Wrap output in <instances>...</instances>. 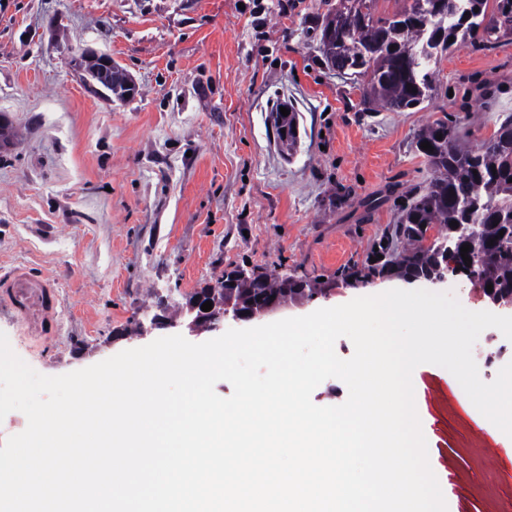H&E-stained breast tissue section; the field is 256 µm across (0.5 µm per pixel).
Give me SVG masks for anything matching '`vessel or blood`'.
I'll return each instance as SVG.
<instances>
[{
    "label": "vessel or blood",
    "instance_id": "obj_1",
    "mask_svg": "<svg viewBox=\"0 0 512 512\" xmlns=\"http://www.w3.org/2000/svg\"><path fill=\"white\" fill-rule=\"evenodd\" d=\"M0 294L6 296L8 306L15 314L31 321L39 329L53 326L56 305L54 284L50 278L30 272L1 278Z\"/></svg>",
    "mask_w": 512,
    "mask_h": 512
}]
</instances>
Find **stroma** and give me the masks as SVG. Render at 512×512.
<instances>
[{"mask_svg":"<svg viewBox=\"0 0 512 512\" xmlns=\"http://www.w3.org/2000/svg\"><path fill=\"white\" fill-rule=\"evenodd\" d=\"M328 0H6L0 9V277L25 269L56 284V329L43 335L0 306L12 350L47 376L179 334L202 343L236 327L190 332L178 307L225 272L251 265L325 293L263 323L366 296L382 240L431 176L417 129L446 117L469 139L512 113V43L459 48L439 65L425 108L364 112L361 92L318 50ZM90 48L132 76L128 99L101 97L67 65ZM484 83L477 112L460 108ZM298 114L294 153L277 144L278 106ZM468 310L496 309L459 274L431 285ZM161 315L165 325L149 321ZM148 332H141V325ZM428 410L448 480L447 512H505L512 460L489 446L440 379Z\"/></svg>","mask_w":512,"mask_h":512,"instance_id":"obj_1","label":"stroma"}]
</instances>
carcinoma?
Wrapping results in <instances>:
<instances>
[{
  "instance_id": "1",
  "label": "carcinoma",
  "mask_w": 512,
  "mask_h": 512,
  "mask_svg": "<svg viewBox=\"0 0 512 512\" xmlns=\"http://www.w3.org/2000/svg\"><path fill=\"white\" fill-rule=\"evenodd\" d=\"M346 2L345 11L334 6L323 18L320 51L329 67L362 90L363 112L423 105L432 99L438 65L451 49L491 50L512 36V0H403L400 9L385 16L377 13L378 0ZM110 91L122 100L134 94L135 86L118 71ZM274 125L282 149L293 153L296 113H276ZM415 140L433 176L397 224L401 249L370 266L369 274L404 279L430 274L439 267L433 245L451 240L470 246L472 263L465 266L459 256L448 272L491 284L496 301L512 304V115L492 137L475 144L463 142L446 118L422 127ZM423 142L433 150L423 149ZM433 229L436 235L430 238ZM233 274H224L213 288L244 310L272 298L285 305L321 292L306 281L268 272L235 281ZM231 280L234 286L224 288Z\"/></svg>"
}]
</instances>
